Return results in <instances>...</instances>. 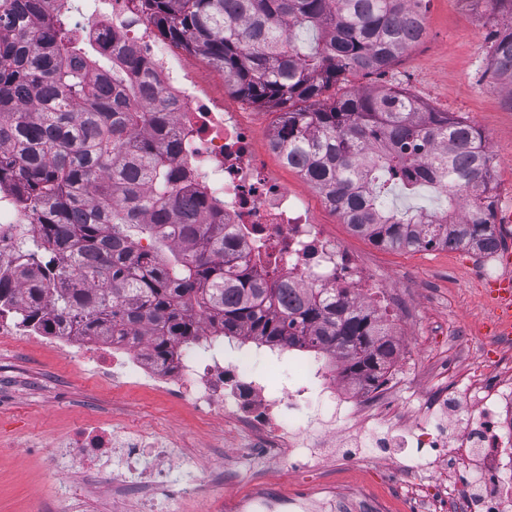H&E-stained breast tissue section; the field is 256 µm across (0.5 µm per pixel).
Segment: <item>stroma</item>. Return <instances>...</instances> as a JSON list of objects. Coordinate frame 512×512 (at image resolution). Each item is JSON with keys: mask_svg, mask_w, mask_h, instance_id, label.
<instances>
[{"mask_svg": "<svg viewBox=\"0 0 512 512\" xmlns=\"http://www.w3.org/2000/svg\"><path fill=\"white\" fill-rule=\"evenodd\" d=\"M424 18L426 34L418 44L383 76L360 77L354 84L402 88L431 108L463 117L483 134L494 157L497 209L511 207L512 107L506 91L495 87L487 73V35L508 17L488 0H425ZM192 60L201 80L222 94L230 108L257 120V143L266 147L277 112L243 101L205 57L196 54ZM267 163L313 206L348 252L367 258L373 272L407 274L417 282L406 310L420 366L444 368L449 359L461 358L472 375H486L483 357L493 341L492 313L484 300L486 283L475 277L477 258L472 252L462 247L394 251L376 246L353 233L324 205L318 191L276 153H268ZM131 415L164 433L179 454L196 461L198 470H223L224 450L232 445L223 424L199 425L188 408L151 393L115 391L100 382L90 366L60 358L48 348L0 341V438L10 442L9 447H0V512H65L58 494L64 484L83 488L87 512H139L136 491L111 489L82 471L50 472L44 453L25 447L31 439L65 433L78 422L98 425ZM251 467V462H239L227 482L208 483L202 496L174 506L163 493H156L154 512H223L225 497L248 490ZM271 479L284 494L329 482L347 484L367 499L384 502L388 512L406 509L405 489L388 482L380 468L357 471L339 464L293 473L283 469Z\"/></svg>", "mask_w": 512, "mask_h": 512, "instance_id": "stroma-1", "label": "stroma"}]
</instances>
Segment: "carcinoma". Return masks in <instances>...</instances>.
<instances>
[{
    "mask_svg": "<svg viewBox=\"0 0 512 512\" xmlns=\"http://www.w3.org/2000/svg\"><path fill=\"white\" fill-rule=\"evenodd\" d=\"M44 0H0V186L33 218L15 231L20 263L0 270V315L51 334L141 335L153 354L197 336L209 313L224 336L288 349H332L354 381L378 379L393 353L366 307L330 291L258 280L220 208L173 165L163 104L130 56L113 65L100 41ZM424 0H144L170 40L207 57L250 104L279 112L274 150L352 231L390 250L498 246L494 161L481 134L393 86L357 90L425 31ZM317 32L304 48L296 31ZM493 78L512 106V21L493 27ZM144 101L139 109L131 102ZM423 157L415 179L399 174ZM448 192V222L379 210L392 187ZM467 217L454 218L456 200ZM147 248L141 247V241Z\"/></svg>",
    "mask_w": 512,
    "mask_h": 512,
    "instance_id": "carcinoma-1",
    "label": "carcinoma"
}]
</instances>
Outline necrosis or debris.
I'll list each match as a JSON object with an SVG mask.
<instances>
[{"label":"necrosis or debris","mask_w":512,"mask_h":512,"mask_svg":"<svg viewBox=\"0 0 512 512\" xmlns=\"http://www.w3.org/2000/svg\"><path fill=\"white\" fill-rule=\"evenodd\" d=\"M107 2L104 11H77L76 28L97 35L107 48L116 36L133 42L171 109L176 167L190 177L194 193L223 210L255 275L295 288L333 289L387 319L398 287L372 276L303 198L267 170L255 150V124L204 91L183 63L181 46L158 40L141 0ZM197 322V337L176 342L164 361L152 355L146 337L50 336L9 316L0 317V337L41 344L90 365L100 380L188 406L199 424L223 421L243 440L237 455L256 462L249 490L225 499L224 512H380L356 488L335 484L281 495L270 487L271 473L281 468L339 462L381 467L407 480L418 497L413 512H420L443 472L448 499L463 502L466 512H512V373L474 380L457 364L447 385L431 386L401 323L391 331L396 354L380 382L346 380L335 354L325 352L298 357L297 375L274 388L250 370V358L267 350L266 342L238 337L239 356L228 362L216 321L201 314ZM30 445L51 449L54 467L96 474L110 486L161 487L183 500L197 497L204 483L200 477L172 482L178 463L168 454L166 437L127 418L78 424Z\"/></svg>","instance_id":"1"}]
</instances>
